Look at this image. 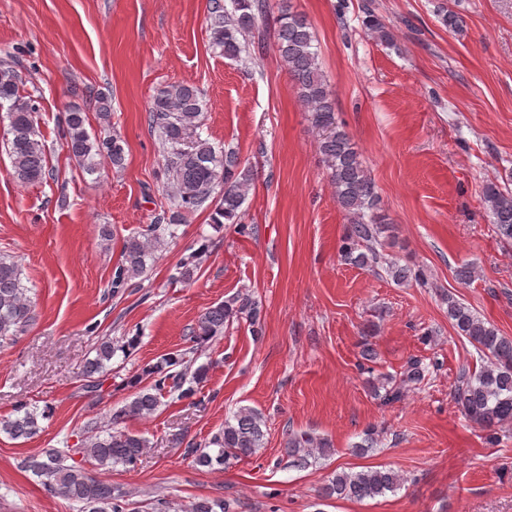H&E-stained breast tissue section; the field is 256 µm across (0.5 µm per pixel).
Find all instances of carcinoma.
<instances>
[{"label":"carcinoma","instance_id":"obj_1","mask_svg":"<svg viewBox=\"0 0 512 512\" xmlns=\"http://www.w3.org/2000/svg\"><path fill=\"white\" fill-rule=\"evenodd\" d=\"M365 26L371 35L384 44L393 43V35L375 15L371 5L364 6ZM444 26L462 34V18L448 9L444 2L436 7ZM210 40L214 48L227 59H239L241 53L253 50L260 54L266 48L267 30L273 29L275 48L288 71L293 87L320 132L319 152L327 175L334 187L336 201L349 215L350 224L342 238L341 256L349 263L375 268L382 263L378 251L380 236L388 228L381 213L378 187L354 147L349 133L336 120L332 92L318 60L315 35L304 15L289 5L280 7L278 15L269 18L266 0H207ZM273 23H268V20ZM22 77L11 66H0V109L9 120L5 144L12 160L15 179L22 185L41 183L49 175L46 143L41 138L36 121L37 107L33 99L20 93ZM101 126L110 124L111 105L106 95L93 96ZM202 113L201 91L182 82L160 87L149 107V123L158 132L165 159V171L172 180L174 206L163 212L147 232L129 236L123 244L121 263L114 270L112 294H120L133 286V280L144 276L148 260L154 256L155 242L180 224L185 215L201 208L216 187L222 188L219 201L211 212L214 224L242 223L241 207L253 181V170L242 165L239 153L230 148L217 150L198 132ZM61 136L79 165L93 173L104 162L121 167L125 161L122 140L116 135L91 137L86 128V113L75 109L68 112ZM482 199L492 215L498 234L512 241V192L491 182L483 186ZM385 271L399 284L410 280L425 282L422 271L392 259ZM22 284L21 269L9 255H0V340L21 334L35 319L34 307ZM448 320L453 329L487 359L478 370L462 368L454 385L452 400L475 425L493 430L512 425V338L499 333L488 320L451 295L443 296ZM241 317L254 326L259 334L260 308L247 294H238L204 312L193 331V339L206 342L221 334L224 326ZM84 377L91 380L106 368L117 352L127 354L126 346L110 338L100 340L94 348ZM191 360L188 353L171 354L143 371L149 384L135 393L131 402L112 414L113 423L127 418L147 419L161 405L168 391L179 392L182 399L194 394L186 385ZM429 365L413 357L406 362L397 380L382 383L380 395L385 404L401 401L405 385H417L425 380ZM265 422L260 412L244 408L233 419L224 422V430L214 436V450L209 452L190 446L186 453L200 466H224L230 460L252 456L264 445ZM0 430L14 438H30L40 431L38 414L26 406L15 415L0 419ZM149 441L129 431H99L86 443L83 453L96 465L109 468L137 465ZM327 448V443L304 433L288 440V456L297 468H305L315 450ZM24 467L40 478L44 490L53 497L82 504V512H128L130 492L103 482L83 467L67 464V456L57 448H49L30 456ZM402 481L392 469L375 468L359 472L341 471L328 479L323 495L338 499L362 501L395 491ZM191 512H230V503L222 497L207 498L194 503Z\"/></svg>","mask_w":512,"mask_h":512}]
</instances>
